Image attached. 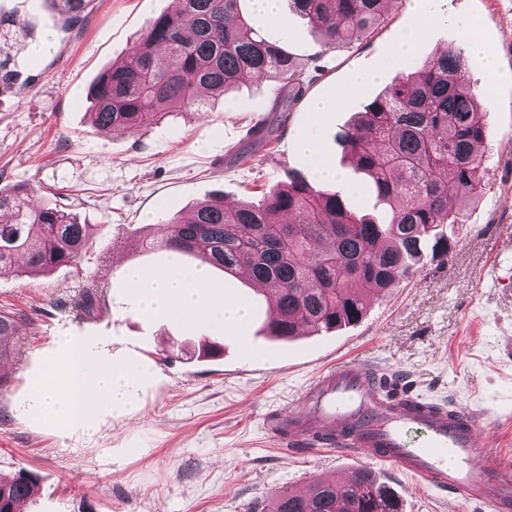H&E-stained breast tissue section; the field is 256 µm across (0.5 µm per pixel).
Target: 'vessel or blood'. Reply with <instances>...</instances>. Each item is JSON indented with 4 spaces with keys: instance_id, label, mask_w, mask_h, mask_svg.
<instances>
[{
    "instance_id": "vessel-or-blood-1",
    "label": "vessel or blood",
    "mask_w": 512,
    "mask_h": 512,
    "mask_svg": "<svg viewBox=\"0 0 512 512\" xmlns=\"http://www.w3.org/2000/svg\"><path fill=\"white\" fill-rule=\"evenodd\" d=\"M378 379L367 362L336 361L305 387L299 410L268 414L265 427L290 449L364 455L449 496L512 512V475L499 449L479 442L474 414L401 388L382 396Z\"/></svg>"
}]
</instances>
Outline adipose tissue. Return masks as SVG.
<instances>
[{
  "instance_id": "1",
  "label": "adipose tissue",
  "mask_w": 512,
  "mask_h": 512,
  "mask_svg": "<svg viewBox=\"0 0 512 512\" xmlns=\"http://www.w3.org/2000/svg\"><path fill=\"white\" fill-rule=\"evenodd\" d=\"M128 279L146 315H163L187 325L212 319L220 328L245 319L243 308L211 288L204 269L172 266L156 274L133 269ZM145 374L139 365L93 363L83 339L65 336L32 379L27 412L43 422L90 432L101 410L116 417L131 414Z\"/></svg>"
}]
</instances>
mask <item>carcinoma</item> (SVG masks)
<instances>
[{"label":"carcinoma","mask_w":512,"mask_h":512,"mask_svg":"<svg viewBox=\"0 0 512 512\" xmlns=\"http://www.w3.org/2000/svg\"><path fill=\"white\" fill-rule=\"evenodd\" d=\"M239 0H179V8L151 20L121 62L96 82L90 119L100 130L139 131L167 116L206 107V97L225 93L247 78H274L288 86L287 111L305 94L303 69L281 46L267 41ZM389 0H293L318 29L326 50L348 45L360 32L386 20ZM369 101L338 136L355 169L368 175L379 221L366 207L348 206L342 195L293 175L261 202L224 208L213 198L164 221L163 236L137 240L143 248L198 258L227 274L243 272L269 285V333L281 339L307 326L329 332L358 322L368 295H381L428 262H444L454 241L445 224L463 223L462 203L482 190L479 147L485 111L464 78V50L450 43L414 64ZM0 274L19 267L45 272L76 265L92 229L65 205L34 206L29 193L0 189ZM105 298L89 287L77 308L99 316ZM16 332L0 313V361ZM36 477L21 472L0 478V512L32 496ZM268 512H400L394 493L358 470L349 483H316L304 492L274 496Z\"/></svg>","instance_id":"cac0c4a2"}]
</instances>
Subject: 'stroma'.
<instances>
[{"label": "stroma", "instance_id": "obj_1", "mask_svg": "<svg viewBox=\"0 0 512 512\" xmlns=\"http://www.w3.org/2000/svg\"><path fill=\"white\" fill-rule=\"evenodd\" d=\"M172 9V0H87L69 27L60 0H0V187L50 205L65 198L93 232L79 264L0 275V311L17 324L13 354L0 363V476L37 475L26 512H266L272 495L306 488L320 471L364 467L398 492L403 512H490L462 495L449 504L389 463L289 452L264 417L295 407L336 359H367L425 399L472 411L512 469V0H392L379 29L330 51L290 0H279L282 20L264 23V37L300 67L321 56L324 70L269 145H252L246 135L258 111L288 98L287 86L269 79H245L206 111L177 112L137 133L94 128V82L151 19ZM424 19L413 59L476 26L482 49L466 51L465 77L475 92L493 90L480 148L483 194L465 205L462 223L447 227L456 242L447 262L426 264L370 300L359 322L330 333L269 336L263 296L244 276L216 269L211 284L247 307L244 325L221 333L205 321L188 328L143 316L126 268L176 262L190 270L197 262L136 250L133 233L155 235L163 220L207 199L229 209L259 201L291 174L316 182L296 136H308L342 172L332 190L373 206L371 184L349 166L336 136L393 80L403 34ZM43 41L47 50L31 54ZM362 71L376 80L347 95ZM316 100L329 110L312 111ZM238 151L251 152V161L234 162ZM93 286L106 307L99 317H80L73 302ZM63 336L83 338L102 360L148 366L133 415L101 412L92 434L22 415L31 380Z\"/></svg>", "mask_w": 512, "mask_h": 512}]
</instances>
